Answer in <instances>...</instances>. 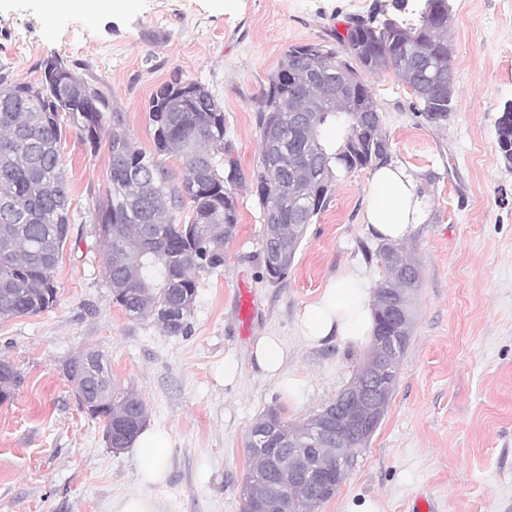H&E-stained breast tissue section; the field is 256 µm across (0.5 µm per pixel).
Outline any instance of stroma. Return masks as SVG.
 <instances>
[{
  "mask_svg": "<svg viewBox=\"0 0 512 512\" xmlns=\"http://www.w3.org/2000/svg\"><path fill=\"white\" fill-rule=\"evenodd\" d=\"M456 93L448 119L428 123L392 73L367 79L390 140L429 199L428 216L405 245L419 264L411 341L388 410L336 494L317 512H346L379 497L385 512H512V167L501 157L497 119L512 102V0H448ZM396 14V0H132L88 18L47 24L39 0H0V68L37 81L42 61L67 60L121 117L136 148L153 154L149 99L173 72L209 86L224 108L238 223L224 265L199 275L185 336L113 304L101 271L94 203L108 188L107 144L90 150L66 128L70 237L54 273V306L0 322V358L22 375L0 405V512H113L131 493L164 499L168 512H241L249 471L245 439L275 408L299 421L333 400L364 350L309 349L294 335L298 312L346 263L373 281L385 271L362 214L370 169L341 178L309 224L287 277L267 281L263 211L252 186L259 165L256 106L288 46L327 42L336 24ZM254 297L250 326L237 308L239 280ZM283 336L307 384L291 408L253 368L258 336ZM99 351L118 387L144 399L147 424L169 432L165 484H142L131 451L113 454L100 420L78 404L66 360ZM238 377L224 382V364Z\"/></svg>",
  "mask_w": 512,
  "mask_h": 512,
  "instance_id": "35a3bbf8",
  "label": "stroma"
}]
</instances>
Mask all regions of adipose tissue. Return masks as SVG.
<instances>
[{
    "label": "adipose tissue",
    "instance_id": "adipose-tissue-1",
    "mask_svg": "<svg viewBox=\"0 0 512 512\" xmlns=\"http://www.w3.org/2000/svg\"><path fill=\"white\" fill-rule=\"evenodd\" d=\"M428 202L420 182L404 166H378L370 179L364 225L374 238L386 242L407 239L427 217ZM375 331L374 293L365 272L346 270L299 312L295 334L308 348L362 349ZM251 356L272 380L281 396L295 402L306 383L289 363L290 350L282 337L260 336ZM171 446L167 432L144 429L133 443L141 477L147 483L163 482L169 472Z\"/></svg>",
    "mask_w": 512,
    "mask_h": 512
}]
</instances>
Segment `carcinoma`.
Instances as JSON below:
<instances>
[{
    "mask_svg": "<svg viewBox=\"0 0 512 512\" xmlns=\"http://www.w3.org/2000/svg\"><path fill=\"white\" fill-rule=\"evenodd\" d=\"M448 0H419L406 18L350 17L345 32L334 31L336 44L288 47L256 107L260 164L255 195L263 208L262 264L276 283L290 271L308 224L319 215L329 191L356 170L387 158L389 138L378 103L363 75L393 73L415 98L427 122L439 124L453 111L454 93L432 86L438 67L453 70L444 20ZM38 82L0 73V321L36 315L57 299L54 271L70 229L68 179L60 154L62 122L75 128L84 144L97 150L107 137L111 188L94 210L102 247V272L112 301L133 320L151 319L168 336L188 334L198 293V274L224 266V244L238 221L232 186L239 183L234 162L224 163V108L209 88L186 82L175 73L151 95L156 156H176L182 176L155 156L137 150L119 130L120 116L105 131L107 97L79 78L67 62L41 64ZM315 104L298 111L294 94ZM498 145L512 165V119L498 121ZM187 211L184 220L178 213ZM378 256L385 277L374 287L375 311L401 288L406 275L419 279L418 264L402 245H384ZM21 381L18 369L0 363V404L10 401ZM107 389L94 402L76 390L81 409L103 421L112 446L127 448L146 425L143 399L120 390L103 370L90 390ZM269 425L275 437L257 450L252 434ZM311 420L290 422L275 409L249 429V472L242 489V512L259 508L257 490L288 498L297 512H316L345 479L335 457H355L368 445L352 431L331 432L322 444L320 470L333 488L327 496L297 477L301 464L293 443Z\"/></svg>",
    "mask_w": 512,
    "mask_h": 512,
    "instance_id": "carcinoma-1",
    "label": "carcinoma"
}]
</instances>
